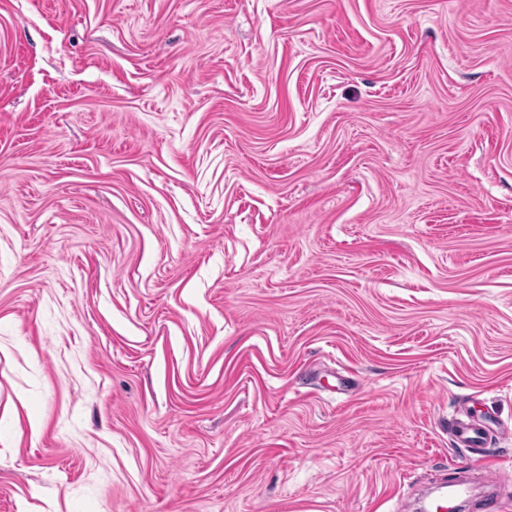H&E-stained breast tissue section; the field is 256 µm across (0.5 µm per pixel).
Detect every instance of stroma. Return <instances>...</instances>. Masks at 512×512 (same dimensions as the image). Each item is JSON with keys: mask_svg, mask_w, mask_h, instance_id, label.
<instances>
[{"mask_svg": "<svg viewBox=\"0 0 512 512\" xmlns=\"http://www.w3.org/2000/svg\"><path fill=\"white\" fill-rule=\"evenodd\" d=\"M467 410L512 0H0V512H417Z\"/></svg>", "mask_w": 512, "mask_h": 512, "instance_id": "obj_1", "label": "stroma"}]
</instances>
